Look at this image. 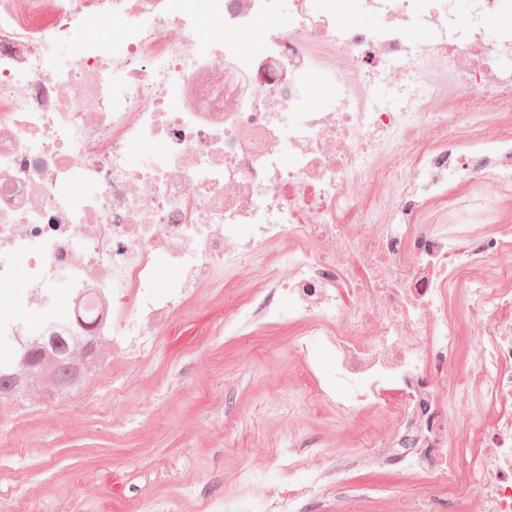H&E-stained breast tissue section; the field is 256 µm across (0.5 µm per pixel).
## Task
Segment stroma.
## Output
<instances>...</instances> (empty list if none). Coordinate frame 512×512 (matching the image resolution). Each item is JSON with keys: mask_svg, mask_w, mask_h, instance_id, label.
I'll list each match as a JSON object with an SVG mask.
<instances>
[{"mask_svg": "<svg viewBox=\"0 0 512 512\" xmlns=\"http://www.w3.org/2000/svg\"><path fill=\"white\" fill-rule=\"evenodd\" d=\"M249 299L228 288L176 314L153 353L134 363L104 356L86 383L45 403L40 382L24 395L27 411L0 403V512H142L145 500L173 512H212L238 500L252 512L261 491L238 480L262 448L296 441L304 460L323 444L327 460L363 450L371 423L337 425L324 405L302 428L287 411L268 412L267 386L292 388L297 327L280 324L224 336V322ZM404 449L383 464L354 465L329 496L305 512H378L409 498L415 480Z\"/></svg>", "mask_w": 512, "mask_h": 512, "instance_id": "obj_1", "label": "stroma"}]
</instances>
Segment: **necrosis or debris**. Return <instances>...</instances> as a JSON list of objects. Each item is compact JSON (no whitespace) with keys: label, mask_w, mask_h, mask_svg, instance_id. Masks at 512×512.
I'll return each mask as SVG.
<instances>
[{"label":"necrosis or debris","mask_w":512,"mask_h":512,"mask_svg":"<svg viewBox=\"0 0 512 512\" xmlns=\"http://www.w3.org/2000/svg\"><path fill=\"white\" fill-rule=\"evenodd\" d=\"M428 2L350 0L381 23L342 30L335 0H292L285 29L277 0H0V297L17 311L0 343L108 336L134 360L229 272L255 292L225 335L296 324L302 367L333 361V387L289 402L295 422L318 402L342 424L373 413L383 451L389 432L423 431L438 456L402 461L420 502L444 485L456 512H512V33L485 40L456 0ZM258 23L259 47L239 49ZM452 80L464 111L448 108ZM320 84L331 110L309 105ZM137 143L152 152L135 165ZM452 193L466 206L441 232L423 215ZM166 267L179 276L165 285ZM343 472L298 469L258 512H298Z\"/></svg>","instance_id":"4bbe7bcc"}]
</instances>
